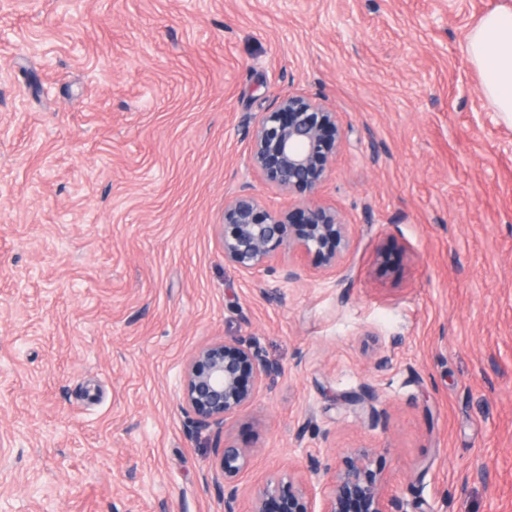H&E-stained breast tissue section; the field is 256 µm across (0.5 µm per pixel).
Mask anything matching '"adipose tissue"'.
Returning <instances> with one entry per match:
<instances>
[{
    "label": "adipose tissue",
    "mask_w": 512,
    "mask_h": 512,
    "mask_svg": "<svg viewBox=\"0 0 512 512\" xmlns=\"http://www.w3.org/2000/svg\"><path fill=\"white\" fill-rule=\"evenodd\" d=\"M466 51L486 98L512 121V0H502L470 30Z\"/></svg>",
    "instance_id": "adipose-tissue-1"
}]
</instances>
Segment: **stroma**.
<instances>
[{"label":"stroma","mask_w":512,"mask_h":512,"mask_svg":"<svg viewBox=\"0 0 512 512\" xmlns=\"http://www.w3.org/2000/svg\"><path fill=\"white\" fill-rule=\"evenodd\" d=\"M499 2L0 0V512H222L226 444L239 512L358 450L404 512H512V123L465 51ZM288 93L341 116L316 199L357 247L251 278L216 226L303 206L248 168ZM226 337L280 374L198 430ZM215 464L216 476L224 482V512H237L236 504L239 495L237 476L243 471L247 461V450L231 445H224Z\"/></svg>","instance_id":"obj_1"}]
</instances>
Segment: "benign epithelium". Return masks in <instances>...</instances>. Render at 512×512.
Listing matches in <instances>:
<instances>
[{
    "label": "benign epithelium",
    "mask_w": 512,
    "mask_h": 512,
    "mask_svg": "<svg viewBox=\"0 0 512 512\" xmlns=\"http://www.w3.org/2000/svg\"><path fill=\"white\" fill-rule=\"evenodd\" d=\"M343 143L340 115L302 95L276 99L255 123L249 167L265 183L288 193H313L325 179ZM224 261L243 274L272 269L276 251L295 257L282 269L284 278L299 277L309 256L326 270L344 266L354 251L352 225L332 208L310 204L282 216L263 207L248 188L224 202ZM280 373L260 351L236 337L194 353L184 372L181 401L197 428H220L254 397L257 388ZM247 450L226 445L218 453L215 473L224 482V512H237V476ZM320 465L311 463L298 476L267 484L256 495L253 512H403L396 497L381 493L366 455L347 456L329 490L317 499ZM321 509H316V506Z\"/></svg>",
    "instance_id": "benign-epithelium-1"
}]
</instances>
